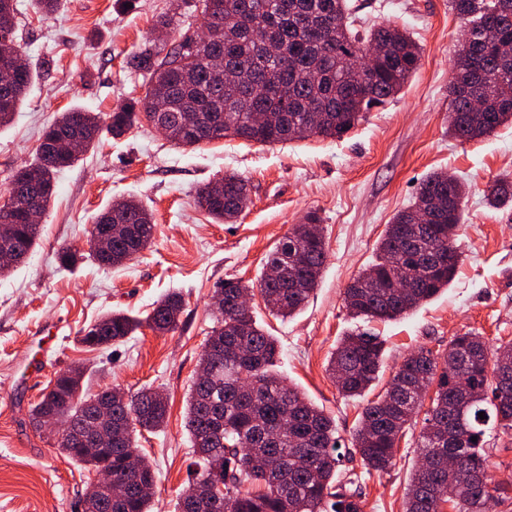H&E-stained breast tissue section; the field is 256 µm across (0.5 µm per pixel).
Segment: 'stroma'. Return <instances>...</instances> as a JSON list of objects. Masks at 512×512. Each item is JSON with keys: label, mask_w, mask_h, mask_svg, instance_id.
<instances>
[{"label": "stroma", "mask_w": 512, "mask_h": 512, "mask_svg": "<svg viewBox=\"0 0 512 512\" xmlns=\"http://www.w3.org/2000/svg\"><path fill=\"white\" fill-rule=\"evenodd\" d=\"M15 22L35 80L11 125L0 130V190L12 170L33 160L44 127L80 107L101 118L145 93L126 67L146 41L170 42L155 30L201 28V0H60L42 18L34 0H19ZM369 22L406 26L421 48L417 70L384 108L344 137H309L265 146L239 139L179 148L140 123L124 137L102 135L73 166L56 175L55 193L34 250L0 279V512H81L92 475L56 449L29 418L56 372L83 366V387L151 386L168 397L164 427L139 447L155 470L153 512H176L188 484L192 442L184 426L187 399L214 325L211 302L227 280L254 283L267 255L294 225L317 213L327 259L306 307L282 319L254 297V316L281 350L277 371L336 424L343 476H357L362 512H403L420 450L402 439L384 473L362 466L352 438L367 401L382 393L403 357L418 348L444 354L453 336L471 332L490 347L512 341V210L485 202L496 181L512 182V127L472 141L448 135V82L463 24L448 0H352ZM445 170L467 184L457 230L458 270L431 301L404 317L375 323L384 366L366 395L339 393L327 366L356 328L344 291L376 260V244L394 215L411 205L421 181ZM235 172L252 203L237 223L218 224L196 203L203 184ZM136 198L153 214L149 248L119 267L83 259L61 268L60 247L86 250L96 216L115 201ZM183 300L180 326L166 335L141 328L125 341L92 349L82 332L103 314L146 317L170 293ZM490 463L504 489L496 512H512V438L491 444Z\"/></svg>", "instance_id": "1"}]
</instances>
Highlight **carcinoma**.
<instances>
[{
  "instance_id": "cac0c4a2",
  "label": "carcinoma",
  "mask_w": 512,
  "mask_h": 512,
  "mask_svg": "<svg viewBox=\"0 0 512 512\" xmlns=\"http://www.w3.org/2000/svg\"><path fill=\"white\" fill-rule=\"evenodd\" d=\"M455 14L471 28L460 44L448 96L456 118L448 130L457 139L471 141L512 124V0H450ZM17 0H0V127L8 125L34 79L27 68L13 71L8 62L22 55L14 32ZM203 25L209 41L200 43L189 32L174 39L165 55L148 41L132 54L127 65L143 76L145 95L109 115L106 124L82 108H71L42 133L36 158L11 173V190L29 205L46 210L55 191V174L79 160L59 149L67 138L82 141V152L103 133L119 138L142 118L159 113L168 129L167 140L194 148L227 137L262 145L297 138V128L310 124L311 111L321 119L308 136L340 138L364 121L371 109L395 97L417 69L420 50L405 29L386 21L368 28L356 25L349 0H202ZM376 41L386 51L363 80L344 60L360 59V52ZM224 58L234 72L231 83L213 69L211 60ZM479 96L484 108L470 109ZM199 113V127H183L184 111ZM268 113L262 125L251 123V113ZM220 188L209 182L197 191V202L216 222L232 224L249 208L245 179L226 174ZM465 185L456 176L434 172L419 185L415 201L387 225L371 266L375 277H357L346 288L349 314L368 322L401 316L438 295L452 280L459 259L439 262V255L457 252L454 236L463 218ZM489 206L512 203V183L499 182L486 194ZM433 219L416 222L422 207ZM295 225L267 256L259 287L228 280L217 289L224 308L205 348L219 359L207 378L194 380L187 402L185 427L197 456L189 484L178 494L177 512H361L354 495L336 490L338 439L334 420L297 388L272 371L279 350L276 340L257 324L253 313L238 310L243 294L258 290L266 308L290 317L309 302L318 285L326 252L322 236L308 223ZM102 224H128L132 229L115 235L106 246L90 253L101 266L118 267L146 249L153 239V216L139 202H116L96 217ZM12 234L1 237L23 260L33 252L39 225L9 203L0 204V226ZM182 298L169 294L158 301L145 320L112 312L88 326L81 342L88 346L123 341L142 326L155 333L179 328ZM383 362V343L369 329L344 336L329 361V373L347 397L364 395L376 381ZM512 343L490 350L473 333L453 337L439 358L421 348L405 356L384 394L362 410L354 435L361 464L368 471H388L397 448L423 407L422 390L436 385L425 411L417 447L419 462L412 473L404 512H486L484 504L497 499L499 484L488 465L487 432L512 434ZM57 373V388L49 399H39L30 410L37 421L41 405L49 407L65 428L89 413L95 394ZM112 396V420L128 426L112 438V456L84 451L62 438L58 447L73 461L92 470L112 468V483L125 487L122 498L102 501L98 512H150V496L140 486L155 482L149 460L138 455L137 469L126 463L128 450L138 448V430L155 431L166 422V395L151 388ZM485 418H480V415ZM476 441H471V438ZM459 457L456 468L441 467L439 456ZM220 464L214 470V464ZM470 487L461 498L457 490Z\"/></svg>"
}]
</instances>
